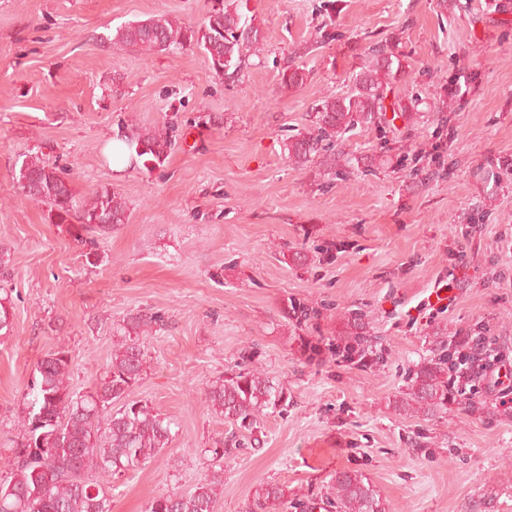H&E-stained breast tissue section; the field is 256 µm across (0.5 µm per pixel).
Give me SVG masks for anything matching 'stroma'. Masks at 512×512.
Instances as JSON below:
<instances>
[{"label":"stroma","instance_id":"stroma-1","mask_svg":"<svg viewBox=\"0 0 512 512\" xmlns=\"http://www.w3.org/2000/svg\"><path fill=\"white\" fill-rule=\"evenodd\" d=\"M264 36L244 78L225 83L197 48L150 55L106 43L132 21L202 24L209 0H0V287L15 304L0 337V439L14 434L37 363L57 344L75 390L93 387L130 312L163 315L132 393L170 417L168 448L106 492L112 512H145L191 489L203 449L224 458L217 512H248L260 482L300 493L307 512L336 472L362 473L385 512H512V400L483 392L428 415L403 414L417 367L460 334L490 332L512 356V0H240ZM333 17L336 37L318 30ZM385 43L404 74L384 101L416 99L413 119L369 125L341 145L347 177L299 166L286 137L314 107L347 95ZM308 78L286 89L288 65ZM454 95L447 117L434 112ZM181 126L163 167L112 162L119 131ZM443 145V171L432 162ZM63 167L84 202L106 186L127 220L96 236L86 264L67 225L27 200L15 163ZM420 157L419 176L400 159ZM464 261H457L458 249ZM453 299H437L439 281ZM316 312L295 324L287 302ZM328 347L310 359L301 338ZM238 363L288 389L286 410L255 431L204 401Z\"/></svg>","mask_w":512,"mask_h":512}]
</instances>
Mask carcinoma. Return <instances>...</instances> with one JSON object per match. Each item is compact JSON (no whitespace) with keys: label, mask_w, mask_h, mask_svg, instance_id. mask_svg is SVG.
<instances>
[{"label":"carcinoma","mask_w":512,"mask_h":512,"mask_svg":"<svg viewBox=\"0 0 512 512\" xmlns=\"http://www.w3.org/2000/svg\"><path fill=\"white\" fill-rule=\"evenodd\" d=\"M112 43L143 52L171 47L199 48L213 72L234 84L243 77L246 58L264 52L259 26L242 19L237 0H210L205 24L195 28L168 17L136 21L116 28ZM370 60L351 76L352 89L342 97L325 98L315 106L314 129L288 140V158L303 166L317 154L329 153L336 168V142L363 125L377 124L385 111L387 88L404 73L399 55L383 45L368 48ZM285 88L297 89L307 80L305 69L290 65L281 73ZM178 138V127L119 138L128 160L163 166ZM13 181L24 196L49 207L58 224L73 225L74 240L88 246L86 263L97 264L94 233L103 234L127 220L126 201L107 186L95 190L82 205L64 172L38 155L15 166ZM14 302L0 293V337L13 328ZM165 327L156 313L128 314L115 329L110 363L90 390L80 393L70 385L72 358L63 344L37 363L25 395L17 435L0 445L7 452L9 475L0 478V512H111L110 498L101 480L136 470L172 442L175 422L148 403L131 398L149 360L146 339ZM205 403L230 423L251 430L262 416L288 407V389L261 370L235 365L205 392ZM448 405V355L419 367L403 411L430 414ZM212 473L191 490L160 494L146 512H216V467L231 448H210ZM334 499H326L339 512H384L379 494L357 471H340L331 480ZM286 488L271 482L256 489L254 502L268 512L284 502Z\"/></svg>","instance_id":"obj_1"}]
</instances>
